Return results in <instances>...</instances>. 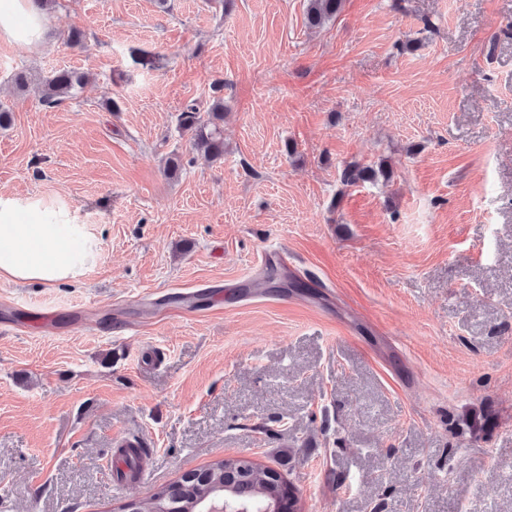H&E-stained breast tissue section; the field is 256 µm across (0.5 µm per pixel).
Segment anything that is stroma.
Listing matches in <instances>:
<instances>
[{
  "label": "stroma",
  "mask_w": 512,
  "mask_h": 512,
  "mask_svg": "<svg viewBox=\"0 0 512 512\" xmlns=\"http://www.w3.org/2000/svg\"><path fill=\"white\" fill-rule=\"evenodd\" d=\"M305 5L57 0L41 45L0 39V196L100 242L79 282L0 281V512L240 456L302 512H512V0ZM62 69L89 80L41 105ZM216 93L219 159L178 121ZM305 23L310 29H319L341 13L343 0H306ZM379 176H389V170L384 164H380L377 169L371 166L350 165L343 169L341 180L345 185H356L358 182L376 180Z\"/></svg>",
  "instance_id": "1"
}]
</instances>
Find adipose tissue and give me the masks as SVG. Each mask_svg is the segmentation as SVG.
I'll return each mask as SVG.
<instances>
[{"mask_svg":"<svg viewBox=\"0 0 512 512\" xmlns=\"http://www.w3.org/2000/svg\"><path fill=\"white\" fill-rule=\"evenodd\" d=\"M47 30L42 0H0V38L40 43ZM99 252L84 225L63 223L36 204L0 197V278L15 283L79 281Z\"/></svg>","mask_w":512,"mask_h":512,"instance_id":"obj_1","label":"adipose tissue"}]
</instances>
